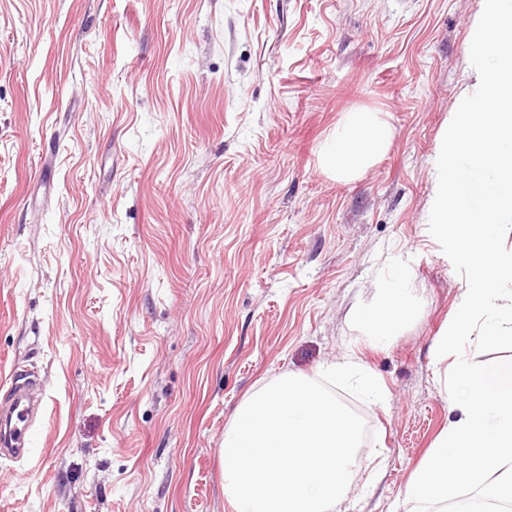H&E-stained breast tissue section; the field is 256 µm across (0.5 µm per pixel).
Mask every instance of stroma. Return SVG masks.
I'll return each instance as SVG.
<instances>
[{
    "label": "stroma",
    "instance_id": "stroma-1",
    "mask_svg": "<svg viewBox=\"0 0 512 512\" xmlns=\"http://www.w3.org/2000/svg\"><path fill=\"white\" fill-rule=\"evenodd\" d=\"M479 0H0V401L45 387L0 512H232L218 450L253 391L353 353L387 394L336 512H403L455 413L434 343L466 286L431 159ZM388 151L321 155L347 113ZM406 273L385 343L352 309ZM392 131L373 112H350L322 157V166L349 180L373 165L387 150Z\"/></svg>",
    "mask_w": 512,
    "mask_h": 512
}]
</instances>
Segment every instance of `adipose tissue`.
Returning <instances> with one entry per match:
<instances>
[{
  "instance_id": "adipose-tissue-1",
  "label": "adipose tissue",
  "mask_w": 512,
  "mask_h": 512,
  "mask_svg": "<svg viewBox=\"0 0 512 512\" xmlns=\"http://www.w3.org/2000/svg\"><path fill=\"white\" fill-rule=\"evenodd\" d=\"M391 135L388 123L375 113H348L322 165L339 179H352L386 152ZM411 315L408 291L395 278L381 288L374 309L354 317L371 336L384 340ZM451 399L459 415L406 486V512H485L490 499L512 505V362L477 369L459 355Z\"/></svg>"
}]
</instances>
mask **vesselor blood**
<instances>
[{"instance_id": "obj_1", "label": "vessel or blood", "mask_w": 512, "mask_h": 512, "mask_svg": "<svg viewBox=\"0 0 512 512\" xmlns=\"http://www.w3.org/2000/svg\"><path fill=\"white\" fill-rule=\"evenodd\" d=\"M11 400L0 408V455L22 457L31 440L33 416L43 407L42 386L21 381L18 371H11Z\"/></svg>"}]
</instances>
